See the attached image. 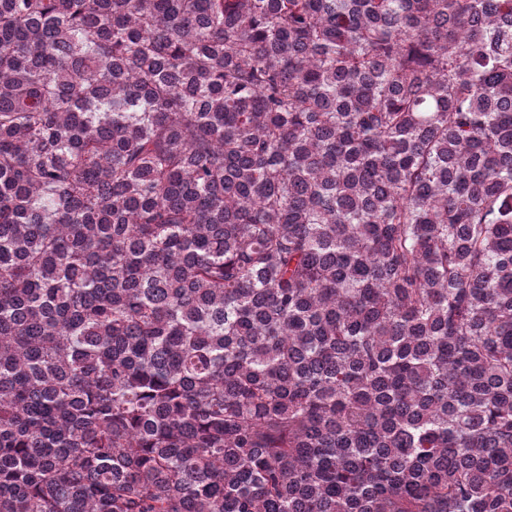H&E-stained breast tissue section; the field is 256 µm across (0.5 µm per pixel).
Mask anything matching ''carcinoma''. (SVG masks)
<instances>
[{
	"mask_svg": "<svg viewBox=\"0 0 512 512\" xmlns=\"http://www.w3.org/2000/svg\"><path fill=\"white\" fill-rule=\"evenodd\" d=\"M0 512H512V0H0Z\"/></svg>",
	"mask_w": 512,
	"mask_h": 512,
	"instance_id": "obj_1",
	"label": "carcinoma"
}]
</instances>
